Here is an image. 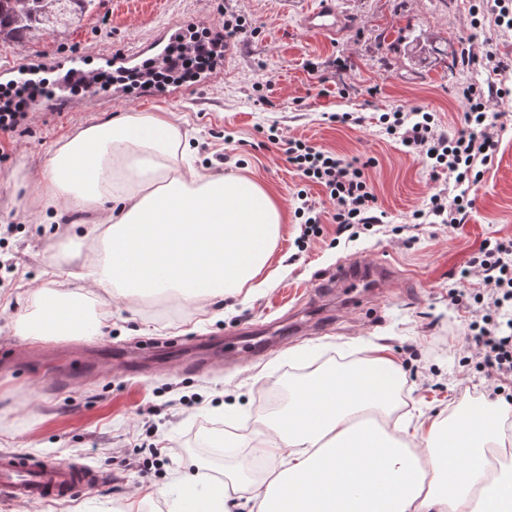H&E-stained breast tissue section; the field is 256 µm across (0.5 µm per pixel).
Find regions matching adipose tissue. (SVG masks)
I'll return each instance as SVG.
<instances>
[{
    "mask_svg": "<svg viewBox=\"0 0 512 512\" xmlns=\"http://www.w3.org/2000/svg\"><path fill=\"white\" fill-rule=\"evenodd\" d=\"M54 211L95 226L62 251L51 285L32 291L24 335L95 336L111 316L91 296L140 301L169 292L206 305L254 285L284 221L282 204L245 176L201 171L169 112L127 113L61 140L29 176ZM81 262L78 280L65 265ZM402 379L386 347L293 380L288 408L264 423L248 512H512V415L461 401L451 415L399 414Z\"/></svg>",
    "mask_w": 512,
    "mask_h": 512,
    "instance_id": "1",
    "label": "adipose tissue"
}]
</instances>
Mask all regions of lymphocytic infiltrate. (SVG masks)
<instances>
[{
    "label": "lymphocytic infiltrate",
    "instance_id": "obj_1",
    "mask_svg": "<svg viewBox=\"0 0 512 512\" xmlns=\"http://www.w3.org/2000/svg\"><path fill=\"white\" fill-rule=\"evenodd\" d=\"M220 49L216 42L202 39L172 50L170 66L163 71H147L150 82H182L213 69ZM40 80L29 78L0 92V132L15 131L25 118L24 111L42 88ZM505 98L512 89L502 83L482 88H463V126L448 135L438 129L430 112L394 110L382 113L379 121L386 134L397 137L409 151L431 161L435 172L447 173L453 186L431 196L427 210L415 211L417 221L438 219L448 229H456L466 218L473 201L471 191L483 180L491 163L497 132L489 122L483 99L486 94ZM288 162L305 181L321 186L332 207L336 232L348 238L379 223V206L365 171L367 162L347 160L336 152L294 139L286 150ZM480 269L484 287L467 305L466 341L473 344L482 364L496 381L512 384V238L486 242L472 258Z\"/></svg>",
    "mask_w": 512,
    "mask_h": 512
}]
</instances>
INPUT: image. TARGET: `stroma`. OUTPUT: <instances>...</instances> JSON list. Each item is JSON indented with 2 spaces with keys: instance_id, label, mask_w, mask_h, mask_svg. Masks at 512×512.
Segmentation results:
<instances>
[{
  "instance_id": "stroma-1",
  "label": "stroma",
  "mask_w": 512,
  "mask_h": 512,
  "mask_svg": "<svg viewBox=\"0 0 512 512\" xmlns=\"http://www.w3.org/2000/svg\"><path fill=\"white\" fill-rule=\"evenodd\" d=\"M312 0H97L90 13L48 41H0V67L24 50L45 54L42 71L55 80V64L131 51L171 21L239 19L244 34L215 82L189 83L176 98L164 92L133 103L111 101L105 89L79 93L78 110L46 108L16 132L0 133V451L74 459L111 474L106 486L48 505L0 503V512H119L133 492L140 512H173L197 488L175 485L185 472L223 478L249 467L250 443L260 416L257 395L290 371L357 359L363 347H388L406 379L407 401L435 414L464 396H489L495 382L480 369L475 349L460 336L466 313L450 300L462 287L480 288L470 261L489 240L512 237V99L488 98L499 143L464 224L414 225L415 211L446 185L429 163L406 151L382 128L381 113L395 107L434 113L441 131L460 129L465 85L487 86L494 76L464 66L454 55L483 54L487 45L512 57V30L491 17L474 28L478 0H335L344 25L336 35L306 32L301 12ZM126 112H170L182 123L193 152L212 170L261 182L284 205L285 222L259 288H242L208 313L153 299L142 309L111 303L112 324L96 336L43 340L16 335L11 312L18 295L47 286L45 269L57 260L66 235L85 231L79 214L70 225L30 221L17 201L34 200L16 172L44 163L59 141L84 125ZM354 112L358 125L329 121ZM278 143H270L269 135ZM373 159L366 171L384 222L345 240L324 221L305 252L294 240V197L306 190L325 206L319 186L304 184L285 154L288 140ZM363 258L389 262L394 280L375 288L365 306L345 294L321 301L318 277ZM469 278H462V271ZM275 326L279 333L257 359L228 360L230 341ZM188 341L171 350L167 341ZM241 443L232 456H214L225 432Z\"/></svg>"
}]
</instances>
